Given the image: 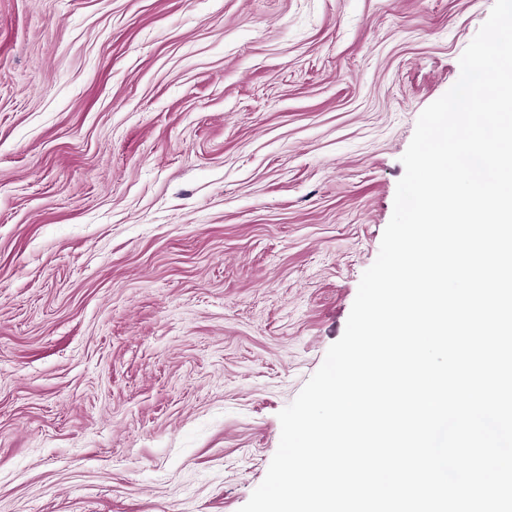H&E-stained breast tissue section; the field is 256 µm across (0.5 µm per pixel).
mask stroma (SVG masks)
Here are the masks:
<instances>
[{
	"label": "stroma",
	"instance_id": "obj_1",
	"mask_svg": "<svg viewBox=\"0 0 512 512\" xmlns=\"http://www.w3.org/2000/svg\"><path fill=\"white\" fill-rule=\"evenodd\" d=\"M494 0H0V512H239Z\"/></svg>",
	"mask_w": 512,
	"mask_h": 512
}]
</instances>
